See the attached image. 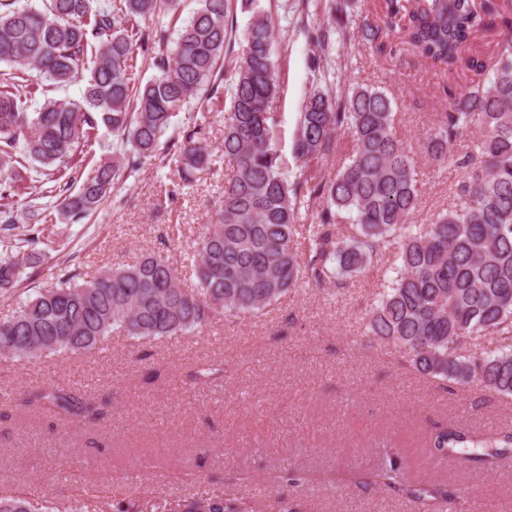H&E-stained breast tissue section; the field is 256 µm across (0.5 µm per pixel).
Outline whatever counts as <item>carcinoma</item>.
<instances>
[{"mask_svg":"<svg viewBox=\"0 0 512 512\" xmlns=\"http://www.w3.org/2000/svg\"><path fill=\"white\" fill-rule=\"evenodd\" d=\"M183 25L169 31L148 25L179 0H42L0 12V63L12 76L0 80V228L13 229L27 191L54 198L73 224L93 214L120 179L156 156L176 107L199 101L190 125L167 141L166 155L181 183L216 165L206 144L207 111L229 72L224 98L222 155L232 163L224 175L216 222L205 226L194 250L197 284L182 286L176 264L148 254L131 265L106 268L85 279L65 272L19 310L0 319V356L40 359L54 354H100L118 330L140 339L202 331L220 314H255L303 285L341 290L347 279L396 250L398 264L367 314V333L401 347L416 372L443 383L475 384L512 398V34L490 54L468 57L473 79L458 91L442 89L447 102L419 143L432 164L453 161L466 177L448 211L410 229L418 186L415 152L394 133L393 101L386 92L356 86L317 87L306 101L293 142L304 164L285 174L270 103L280 81L273 31L259 0H195ZM251 13L241 55L229 53L233 6ZM384 18L366 19L361 39L384 52L383 26L403 21L408 43L431 67L451 71L478 31L512 16L497 0L478 12L471 0H387ZM315 68L329 61L333 41L323 31ZM151 52L157 74L133 80L139 52ZM93 66H87V59ZM84 83L78 99L48 96L52 88ZM41 101L35 112L27 103ZM474 126L483 134L474 149L454 153ZM104 127L128 149L101 159L90 171L88 147ZM350 133L351 146L337 134ZM346 152L334 177L312 171L331 154ZM78 191L69 194L74 184ZM304 249L295 247L299 220ZM37 256L22 248L0 258V290L19 283ZM500 346L474 355L462 347L486 336ZM25 406L61 419L94 422L107 403L87 391L59 385L27 394ZM430 454L494 468L512 458V428L472 429L460 422L437 426L427 440ZM367 488L385 487L418 506L456 498L445 483L428 491L408 481L384 451L372 471L352 476ZM87 499L66 512H110ZM0 512H38L30 499L0 495ZM170 512H250L217 494L179 500Z\"/></svg>","mask_w":512,"mask_h":512,"instance_id":"obj_1","label":"carcinoma"}]
</instances>
